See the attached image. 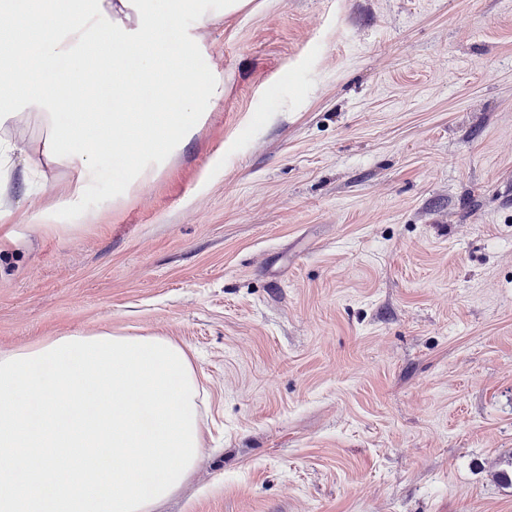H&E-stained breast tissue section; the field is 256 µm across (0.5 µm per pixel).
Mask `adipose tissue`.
<instances>
[{"label": "adipose tissue", "mask_w": 512, "mask_h": 512, "mask_svg": "<svg viewBox=\"0 0 512 512\" xmlns=\"http://www.w3.org/2000/svg\"><path fill=\"white\" fill-rule=\"evenodd\" d=\"M255 9V0H27L0 26V129L24 114L43 119L44 155L67 159L75 171L68 199L75 208L105 176L98 156L122 139L129 175L117 192L127 195L157 177L228 91V77L186 62L206 51L198 30ZM166 27L179 30L182 53L161 45ZM95 62L112 71L108 114L84 84ZM45 70L55 74L51 83L39 79ZM62 109L76 122L57 123Z\"/></svg>", "instance_id": "adipose-tissue-1"}]
</instances>
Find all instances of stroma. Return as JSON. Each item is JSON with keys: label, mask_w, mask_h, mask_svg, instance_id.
Listing matches in <instances>:
<instances>
[{"label": "stroma", "mask_w": 512, "mask_h": 512, "mask_svg": "<svg viewBox=\"0 0 512 512\" xmlns=\"http://www.w3.org/2000/svg\"><path fill=\"white\" fill-rule=\"evenodd\" d=\"M199 36L230 90L121 202L70 210L41 120L9 125L0 352H192L211 435L155 512H512V0H267Z\"/></svg>", "instance_id": "1"}]
</instances>
